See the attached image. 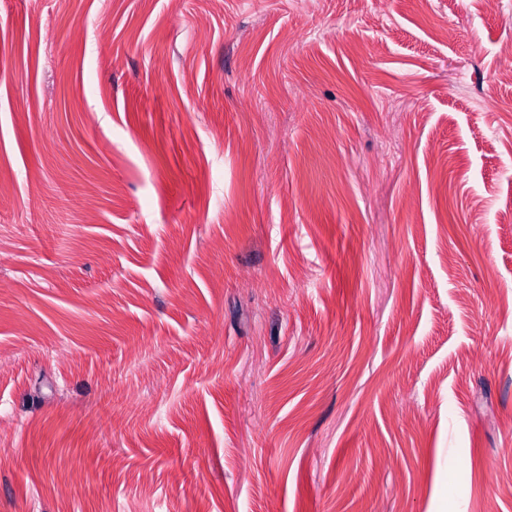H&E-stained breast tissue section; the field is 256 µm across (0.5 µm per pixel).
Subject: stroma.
Returning a JSON list of instances; mask_svg holds the SVG:
<instances>
[{
    "instance_id": "35a3bbf8",
    "label": "stroma",
    "mask_w": 512,
    "mask_h": 512,
    "mask_svg": "<svg viewBox=\"0 0 512 512\" xmlns=\"http://www.w3.org/2000/svg\"><path fill=\"white\" fill-rule=\"evenodd\" d=\"M512 0H0V512H512Z\"/></svg>"
}]
</instances>
